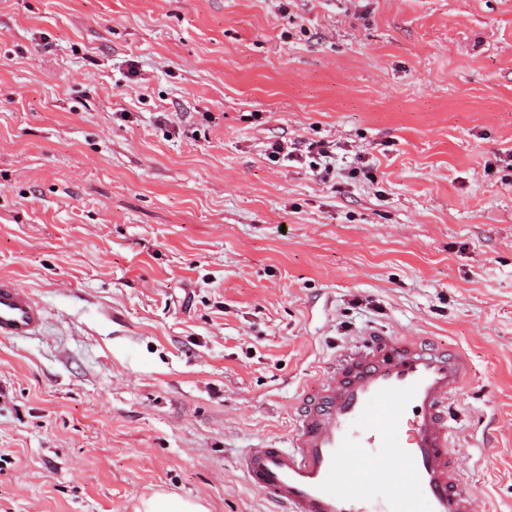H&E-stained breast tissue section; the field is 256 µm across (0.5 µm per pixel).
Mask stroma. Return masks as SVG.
<instances>
[{"label":"stroma","mask_w":512,"mask_h":512,"mask_svg":"<svg viewBox=\"0 0 512 512\" xmlns=\"http://www.w3.org/2000/svg\"><path fill=\"white\" fill-rule=\"evenodd\" d=\"M511 160L512 0H0V512H271L240 453L374 328L466 355L512 512ZM333 145H326L321 141H306L305 139H296L291 141H275L268 144L266 148L267 158L272 162H279L280 159L288 162H300L303 158L313 159L309 162L310 167L316 168L324 162V169H327L333 153ZM321 161L322 163L318 162ZM44 319L43 306L13 279L0 278V337L36 336ZM138 512H208L206 507L197 501L173 497L158 492L142 502V510Z\"/></svg>","instance_id":"stroma-1"}]
</instances>
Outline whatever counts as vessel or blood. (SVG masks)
I'll use <instances>...</instances> for the list:
<instances>
[{
    "instance_id": "1",
    "label": "vessel or blood",
    "mask_w": 512,
    "mask_h": 512,
    "mask_svg": "<svg viewBox=\"0 0 512 512\" xmlns=\"http://www.w3.org/2000/svg\"><path fill=\"white\" fill-rule=\"evenodd\" d=\"M43 306L0 278V337L37 335ZM472 374L466 357L381 331L347 347L300 401L285 445L238 460L273 512H476L477 486L452 450L450 400Z\"/></svg>"
}]
</instances>
